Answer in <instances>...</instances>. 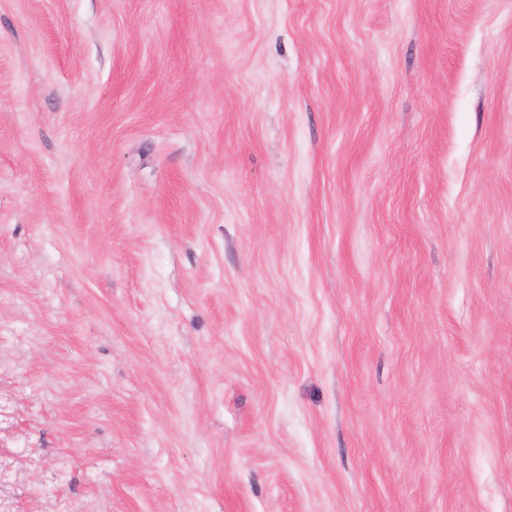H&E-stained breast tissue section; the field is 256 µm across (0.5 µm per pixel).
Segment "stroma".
Here are the masks:
<instances>
[{
	"label": "stroma",
	"mask_w": 512,
	"mask_h": 512,
	"mask_svg": "<svg viewBox=\"0 0 512 512\" xmlns=\"http://www.w3.org/2000/svg\"><path fill=\"white\" fill-rule=\"evenodd\" d=\"M0 512H512V0H0Z\"/></svg>",
	"instance_id": "obj_1"
}]
</instances>
